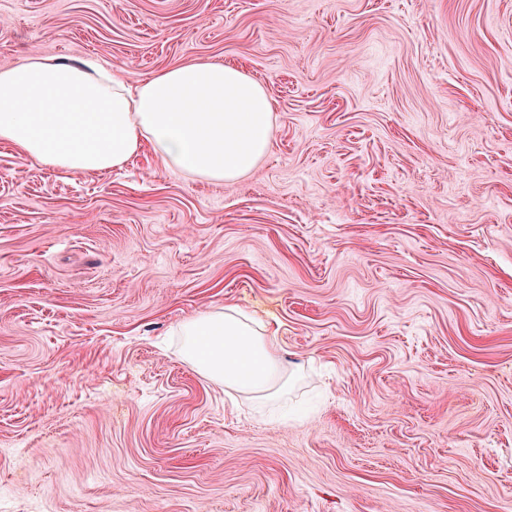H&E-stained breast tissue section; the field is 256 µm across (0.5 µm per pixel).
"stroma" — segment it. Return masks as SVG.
<instances>
[{
  "label": "stroma",
  "mask_w": 512,
  "mask_h": 512,
  "mask_svg": "<svg viewBox=\"0 0 512 512\" xmlns=\"http://www.w3.org/2000/svg\"><path fill=\"white\" fill-rule=\"evenodd\" d=\"M194 59L275 100L224 183L0 143V512H512V0H0V67ZM280 325L262 402L175 325Z\"/></svg>",
  "instance_id": "1"
}]
</instances>
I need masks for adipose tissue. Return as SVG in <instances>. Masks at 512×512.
<instances>
[{
    "instance_id": "adipose-tissue-1",
    "label": "adipose tissue",
    "mask_w": 512,
    "mask_h": 512,
    "mask_svg": "<svg viewBox=\"0 0 512 512\" xmlns=\"http://www.w3.org/2000/svg\"><path fill=\"white\" fill-rule=\"evenodd\" d=\"M274 99L218 60L161 70L129 86L97 61L29 57L0 68V143L71 174L124 169L143 149L165 168L224 183L269 151ZM184 360L204 378L271 400L286 387L278 329L227 306L177 324Z\"/></svg>"
}]
</instances>
